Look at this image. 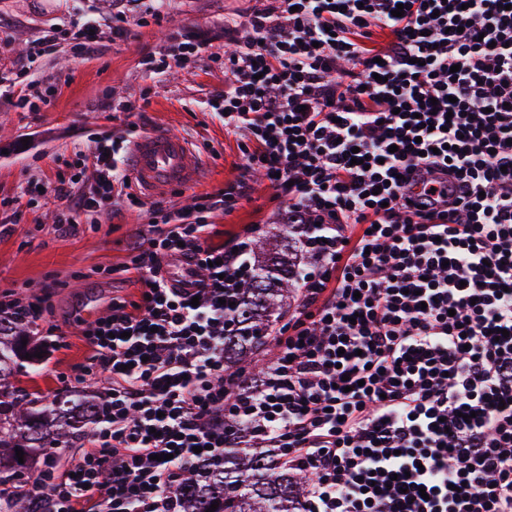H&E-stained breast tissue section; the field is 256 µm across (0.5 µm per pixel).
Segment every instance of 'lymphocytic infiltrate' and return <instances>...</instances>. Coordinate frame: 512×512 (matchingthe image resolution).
Listing matches in <instances>:
<instances>
[{
	"instance_id": "lymphocytic-infiltrate-1",
	"label": "lymphocytic infiltrate",
	"mask_w": 512,
	"mask_h": 512,
	"mask_svg": "<svg viewBox=\"0 0 512 512\" xmlns=\"http://www.w3.org/2000/svg\"><path fill=\"white\" fill-rule=\"evenodd\" d=\"M100 28L62 22L31 54L89 52ZM224 30L212 98L244 176L152 207L121 268L137 293L80 328L73 380L104 379L102 413L31 493L49 512H183L185 471L223 455L233 416L311 474L300 512H512V0H279ZM142 131L79 152L87 184L56 173L61 233L139 204L125 154ZM253 170L305 256L257 380L224 365L252 237L213 232ZM174 259L204 277L170 276Z\"/></svg>"
}]
</instances>
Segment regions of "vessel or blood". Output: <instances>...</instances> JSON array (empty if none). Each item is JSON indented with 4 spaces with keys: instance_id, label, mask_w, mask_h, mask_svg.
Returning <instances> with one entry per match:
<instances>
[{
    "instance_id": "vessel-or-blood-1",
    "label": "vessel or blood",
    "mask_w": 512,
    "mask_h": 512,
    "mask_svg": "<svg viewBox=\"0 0 512 512\" xmlns=\"http://www.w3.org/2000/svg\"><path fill=\"white\" fill-rule=\"evenodd\" d=\"M132 181L142 196L190 186L199 168L186 139L166 129L142 134L129 148Z\"/></svg>"
}]
</instances>
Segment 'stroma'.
<instances>
[{"instance_id":"obj_1","label":"stroma","mask_w":512,"mask_h":512,"mask_svg":"<svg viewBox=\"0 0 512 512\" xmlns=\"http://www.w3.org/2000/svg\"><path fill=\"white\" fill-rule=\"evenodd\" d=\"M258 0H167L160 18L128 12L125 40L112 38V0H0V197L21 196L22 207L7 235L0 237V304L43 297L46 312L41 334L33 343L42 356L27 365L16 385L24 392L52 400L61 392L60 376H73L88 351L78 336L81 322L103 314L117 294L132 292L121 275L104 276L107 267L129 262L128 244L144 210L118 199L110 213L92 214L73 237L54 227L56 202L38 194L56 170L73 162L100 133L121 128L125 115L108 119L96 111L102 101L132 106L146 128H165L185 135L199 162L193 185L161 195L163 205L181 207L196 194L234 182L242 173L235 136L211 111L208 100L224 83V21L249 12ZM95 14L104 19L100 45L78 57L70 42L56 54L35 58L28 79L17 78L11 65L49 26L64 19ZM201 42V54L172 61L161 76L146 69L143 59L166 52L174 38ZM26 87L29 94L49 95L40 111L14 107L9 89ZM250 195L232 213L214 219V230L232 243L243 226H254V238L285 235L289 228L274 223L279 209L263 175L251 173ZM64 333L60 348L48 344L46 329Z\"/></svg>"}]
</instances>
